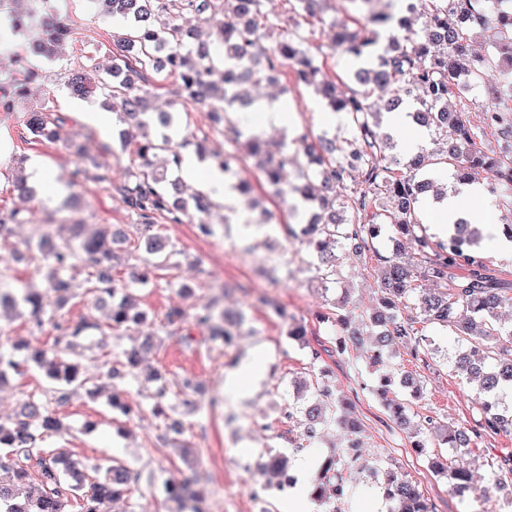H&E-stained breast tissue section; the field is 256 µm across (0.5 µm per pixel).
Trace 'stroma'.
I'll use <instances>...</instances> for the list:
<instances>
[{
  "instance_id": "1",
  "label": "stroma",
  "mask_w": 512,
  "mask_h": 512,
  "mask_svg": "<svg viewBox=\"0 0 512 512\" xmlns=\"http://www.w3.org/2000/svg\"><path fill=\"white\" fill-rule=\"evenodd\" d=\"M52 6L73 31L59 61L51 63L33 56L23 37L8 50L0 51L1 81L15 79L27 69L40 74L39 80L29 85L25 99L8 110L0 107V212L21 209L29 217L28 223L12 225L9 237L0 240V282L16 289L39 290L44 286L41 275L14 255L15 250L25 248L41 224L49 225L58 238L67 236L74 222L86 224L91 231L123 225L128 236L125 261L112 271L118 279L124 278L127 263L138 264L146 257L140 219L115 190L125 170L137 161L134 144L120 142L116 131L103 134L83 122L79 107L100 110L104 104L95 98L77 100L68 85L71 74L85 68L110 74L112 59L119 53L116 40L121 29L99 16L90 0H53ZM257 93L287 101L295 113L292 130L262 128L270 151L291 144L298 133L312 137L326 130L340 136L347 133L343 121L324 120L320 99L312 88L297 83L292 73L281 74L278 84L261 85ZM40 109L63 118L57 141H34L27 116ZM182 118L185 134L206 141L210 153L230 150L223 125L214 123L206 109L187 108ZM73 141L84 146L82 162H75L70 154ZM20 157L25 160V168L37 165L51 172L57 185L55 194L42 192L32 200L17 195L12 182ZM78 165L85 168L86 176L74 186L71 173ZM242 174L254 179V197L260 209L271 211V219L260 221L258 211L243 203L228 212L219 208L205 216L190 213L179 223L156 218L157 232L175 246L172 261L176 283L139 291L141 306L153 322L160 321L170 308L192 313L215 301L225 310L243 315L231 346L209 343L200 333L189 346L173 338L147 354L141 365L145 374L159 370L169 379L189 376L200 384L203 407L182 417L185 437L198 452L197 463L190 466L175 456L171 445L161 437L160 420L152 411L147 389L135 383L119 392L121 399L135 408L134 414L124 417L112 410L107 396L93 399L79 390L59 404L52 400L41 375H14L0 387V416L13 415L23 399L36 394L66 425L62 434L46 437L45 447L66 453L89 469L117 458L142 476L152 477V487H139L128 498L109 504L108 512H165L162 485L182 476L195 477L208 495L210 512H278L289 491L269 487L260 501L246 492V483L259 486L264 482L257 471L258 463L268 454L279 452L289 457L295 479L309 480L318 459L333 454L345 439L343 431L333 428L312 446L298 420L282 418L294 401V380L312 376L308 350L314 347L321 353L322 367L331 371L338 395L346 400V412L362 424L366 454L392 458L399 471L408 474L436 503L437 512H478L477 493L455 494L445 477L430 470L426 457L415 455L406 433L389 422L381 401L371 392L375 372L366 348L352 347L337 354L334 336L318 322L319 314L328 308L326 294L310 258L288 235L283 222L286 205L257 181L251 157H244ZM203 222L211 225L212 235L199 232ZM273 270L278 273L274 279L269 276ZM337 270V290L345 289L350 294L349 317L356 322L366 320L379 294L372 264L343 254ZM260 293L269 296L270 305L253 303V296ZM278 305L304 322L308 344L289 337L287 321L274 311ZM425 333L439 344V353L416 361L398 345L390 358L393 367L413 372L425 385L424 399L410 400L409 407L417 414L432 416L442 426L472 427L480 417L482 399L469 391L453 370L457 339L440 328L429 327ZM56 335V329L49 325L33 328L26 316L0 315V346L11 348L21 341L49 345ZM140 335L141 329L135 325L123 330L118 340L98 332L89 335L82 342L88 375H99L103 355L115 344L136 345ZM257 350L267 360L265 378L247 399H230L224 390L228 371ZM503 448L512 451V428L484 437L477 447L459 451L455 462L469 469L478 483L485 473V459Z\"/></svg>"
}]
</instances>
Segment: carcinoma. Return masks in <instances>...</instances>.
Instances as JSON below:
<instances>
[{"instance_id": "1", "label": "carcinoma", "mask_w": 512, "mask_h": 512, "mask_svg": "<svg viewBox=\"0 0 512 512\" xmlns=\"http://www.w3.org/2000/svg\"><path fill=\"white\" fill-rule=\"evenodd\" d=\"M123 24L118 38L121 63L114 66L112 78L96 71L74 75L71 84L84 97H101L112 103L118 121L145 126L147 92L135 87L133 77L151 69L167 72L179 81L178 104L204 107L223 114L229 121L232 141L245 143L264 183L293 200L290 209L294 225L288 234L303 246L314 260L318 278L329 290L336 285V251L346 250L358 261L374 253L381 296L370 323L377 329L370 364L378 372L372 393L377 395L389 420L399 426L410 423L405 393L423 398V386L408 371L388 366V348L401 342L408 355L418 360L432 352V340L417 324L439 325L466 343L455 368L468 384L476 387L486 401L480 420L469 430H448L442 441L455 450L470 448L478 439L512 425V414L501 409L500 396L512 390V322L499 318L500 309H512V283L493 270L484 256L480 225L460 221L448 227V236L434 240L426 234L420 214L427 199L438 200L448 193V170L458 181L472 180L483 173L489 191L512 187V3L504 0H398V13L377 9L380 0H346V18L329 24L333 49L345 56L349 68L330 74L324 63L305 47L301 20L325 24L327 0H285L288 21L294 28L280 34L270 49L260 46V38L279 28L280 15L266 9L267 0H92ZM207 13L213 21L209 40L200 39L197 29L182 23L186 13ZM30 14L9 12L0 26V50L30 28ZM41 37L32 43V52L45 59L57 54L59 45L70 36V28L56 13L40 20ZM494 32V49L477 55L471 33ZM292 70L296 82L315 89L329 111L343 115L348 136L324 131L313 142L303 137L299 146L276 154L265 149L263 140L249 124L257 111L256 99L248 87L277 78L282 68ZM496 70L503 76L497 98L506 104L484 111L483 125H474L467 116L468 105L461 93L478 89L485 75ZM38 74L27 73L24 80L0 85V106L9 107L22 98ZM377 90L384 96L373 98ZM399 112L405 124L424 129L440 148L431 152H409L404 147L401 128L381 131L380 116ZM162 131L144 136L136 143L139 166L126 173L116 187L123 202L143 221L144 250L149 255L141 265L129 266L126 279L112 276L114 261L122 250L121 231L85 232V225H72L69 238L58 243L44 231L29 248L35 271L42 274L45 288L27 291L21 298L29 321L40 327L57 324L67 340L56 339L52 346H29L23 358L0 352V380L12 371L18 375L33 367L54 385L53 397L62 404L70 394L87 388L89 395L102 390L90 383L76 353L77 341L87 332L102 330L96 322L81 320L74 325L57 323L60 312L76 297L69 270L90 262L92 277L86 292L108 309V329L116 335L130 325L148 327L137 347L110 355L111 384L123 382L140 368L143 355L152 350L158 334L180 336L186 314L169 309L158 325L147 321L141 309L137 288L150 283H171L170 240L154 232V215L168 213L178 222L177 213L188 208L204 214L215 204L199 192L191 201L177 197L179 181L170 178L181 168V149L191 144L202 154L205 141H176L181 112H160L155 119ZM62 121L52 112H32L28 127L32 135L56 141ZM494 129L502 140L501 151L493 156L482 149L485 128ZM160 158L162 166L155 165ZM298 170V180L288 183L289 168ZM391 202V209L380 213L377 202ZM413 243L424 276L444 285L435 293L417 294L413 269L392 253L373 249L379 241ZM346 299L331 301L332 311L323 323L336 332V348L343 353L355 342H363L360 330L349 327L344 313ZM193 326L208 329L209 339L228 345L232 333L224 314L204 309L193 317ZM157 382L148 397L154 401V414L162 419L165 439L172 442L182 460L193 457L191 444L176 438L180 422L170 420L162 406L171 388L186 395L195 391L189 378L170 384ZM334 381L322 369L316 378L313 401L301 407L305 436L313 440L328 426L339 424L351 436L339 456L320 465L318 482L311 499L338 502L348 496L350 485L345 472H368L386 498L395 503L392 512H437L436 505L405 476L392 469L381 454L368 458L358 436L359 425L351 418H338ZM430 416L422 417L411 435L410 447L419 456L433 458L436 472L455 469L452 488L457 494L473 489L472 477L456 469L453 460L430 452ZM62 428L60 418L49 412L43 400L31 395L12 418L0 419V472L9 482L0 481V512H106L111 501L128 494L139 483L141 474L114 459L94 468V475L69 456L42 447L43 438ZM487 470L512 479V453L494 455ZM289 469L283 454L269 456L263 468L266 483L282 485ZM168 512H205L204 494L189 477L164 484Z\"/></svg>"}]
</instances>
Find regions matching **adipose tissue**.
<instances>
[{"instance_id":"obj_1","label":"adipose tissue","mask_w":512,"mask_h":512,"mask_svg":"<svg viewBox=\"0 0 512 512\" xmlns=\"http://www.w3.org/2000/svg\"><path fill=\"white\" fill-rule=\"evenodd\" d=\"M183 172L191 176L198 189L215 203L234 201L235 191L225 183L223 175L217 171H204L196 155L186 156ZM423 220L434 225L436 232L441 235L447 233L449 225L461 220L471 224L488 225L492 244L497 252L512 256V239L501 232L496 211L486 201L482 181L451 183L447 197L434 208L426 210Z\"/></svg>"}]
</instances>
